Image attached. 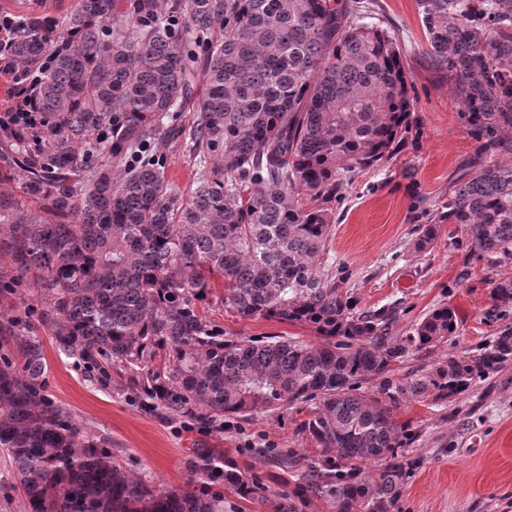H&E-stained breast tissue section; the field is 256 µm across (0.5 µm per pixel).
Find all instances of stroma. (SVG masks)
I'll return each instance as SVG.
<instances>
[{"mask_svg":"<svg viewBox=\"0 0 512 512\" xmlns=\"http://www.w3.org/2000/svg\"><path fill=\"white\" fill-rule=\"evenodd\" d=\"M373 24L394 33L403 48L411 81L415 123L405 146L380 165L355 173L328 206L336 217L328 264L342 291L360 312L396 309L390 333L407 335L433 309L447 305L457 319L455 338L396 363L391 382L425 375L451 353L472 351L492 339L502 321L490 316L492 280L512 275L511 256L466 258L462 224L442 222L452 190L474 176L489 157L480 155L456 106L445 70L426 54L416 0H362ZM18 142L0 132V195L19 211H43L42 201L24 194L13 179ZM167 179L189 196L196 179L192 157L168 141L159 145ZM438 227L433 248L414 244L423 225ZM41 301L30 280L0 288V323L28 319L43 343L46 391L93 441L105 442L113 457L151 489L181 488L199 458L212 450L265 488L263 503L252 504L225 491L226 512H287L296 487L277 460L288 452L315 455L317 445L302 428L309 407L266 412L248 418L225 416L207 424L198 417L168 418L150 400L128 390L124 379L102 383L75 357L60 353L40 319ZM207 320L225 337L296 338L317 342L308 328L256 317L242 319L219 302L202 303ZM396 421L411 439L406 456L415 466L397 512H512V453L502 448L512 431V365L478 381L461 399L441 403L429 397L398 399Z\"/></svg>","mask_w":512,"mask_h":512,"instance_id":"obj_1","label":"stroma"}]
</instances>
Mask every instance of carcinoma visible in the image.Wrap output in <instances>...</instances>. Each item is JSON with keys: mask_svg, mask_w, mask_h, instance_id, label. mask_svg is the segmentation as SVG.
Segmentation results:
<instances>
[{"mask_svg": "<svg viewBox=\"0 0 512 512\" xmlns=\"http://www.w3.org/2000/svg\"><path fill=\"white\" fill-rule=\"evenodd\" d=\"M360 0H78L58 21L32 19L7 53L44 127L22 132L24 194L53 219L10 225L17 273L34 274L41 320L60 352L105 382L112 372L170 417L255 415L311 402L310 459L279 460L299 491L336 512H395L414 462L393 416L396 396L452 402L512 363V326L384 392L359 384L457 332L432 310L387 338L390 312L359 313L326 271L336 218L324 203L344 181L395 153L413 102L397 38L365 21ZM427 50L448 71L481 153L480 169L440 219L468 230L471 255L512 252V0H416ZM204 93L191 122L169 121ZM182 139L197 164L187 200L156 142ZM427 224L416 247L434 245ZM240 318L307 327L320 343L224 339L201 314L215 280ZM512 308V275L493 281ZM21 361L0 354V451L28 512H224V489L258 488L214 451L201 480L152 491L83 434L48 395L42 342L8 327Z\"/></svg>", "mask_w": 512, "mask_h": 512, "instance_id": "obj_1", "label": "carcinoma"}]
</instances>
